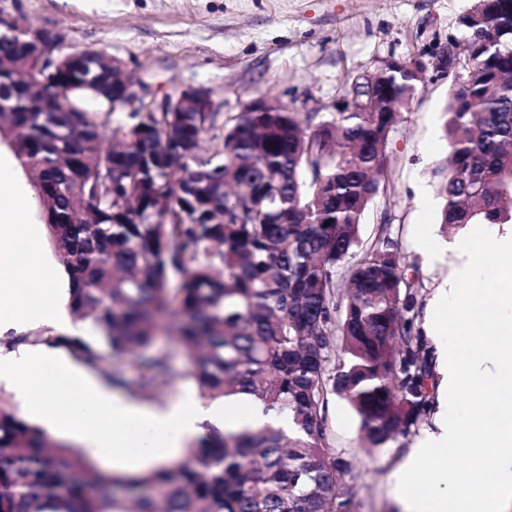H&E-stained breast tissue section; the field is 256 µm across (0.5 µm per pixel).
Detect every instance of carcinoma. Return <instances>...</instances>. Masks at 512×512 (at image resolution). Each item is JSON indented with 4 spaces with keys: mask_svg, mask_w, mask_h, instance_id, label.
<instances>
[{
    "mask_svg": "<svg viewBox=\"0 0 512 512\" xmlns=\"http://www.w3.org/2000/svg\"><path fill=\"white\" fill-rule=\"evenodd\" d=\"M460 24L448 153L434 169L445 230L512 221V0H474ZM28 39L19 29L0 43L10 64L0 102L12 107L0 137L40 177L70 307L92 335L32 332L0 348L46 343L96 369L103 341L162 384L167 364L145 352L166 329L204 397L246 395L289 427H212L166 465L108 474L0 401V512H355L343 486L352 463L327 447L330 395L349 404L370 448L409 435L432 403L419 265L401 260L387 215L360 238L417 74L346 76L352 108L316 125L317 113L302 120L283 105L223 122L89 112L91 94L46 79ZM173 277L178 320L164 324Z\"/></svg>",
    "mask_w": 512,
    "mask_h": 512,
    "instance_id": "1",
    "label": "carcinoma"
}]
</instances>
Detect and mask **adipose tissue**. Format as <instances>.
<instances>
[{"label": "adipose tissue", "instance_id": "1", "mask_svg": "<svg viewBox=\"0 0 512 512\" xmlns=\"http://www.w3.org/2000/svg\"><path fill=\"white\" fill-rule=\"evenodd\" d=\"M0 190L12 198L10 207L0 209V334L58 327L69 319L70 291L63 286L62 268L43 249L41 225L20 221L32 198L16 188L6 160H0ZM486 250L504 260L498 275L501 286L491 296L482 291L477 275L479 256ZM449 253L453 261L448 279L429 306V332L439 336L449 329L458 336L476 337L488 350L466 370L447 350H440L439 411L433 428L412 449L405 470L416 473L426 465L453 460L459 472L468 475L473 458L491 452L501 480L471 498L463 512H505L512 503V425L496 428L489 439L477 430L463 431L449 419L448 409L465 394L475 415L493 409L512 418V228L476 225L470 241L450 247ZM488 375L496 379L491 391L483 383ZM0 385L14 394L30 422L116 464L133 450L150 455L159 448L181 447L200 436L202 422L210 417L222 418L229 432L265 422L243 395L225 400L220 408L189 393L162 408L137 403L112 394L47 346L0 356Z\"/></svg>", "mask_w": 512, "mask_h": 512}]
</instances>
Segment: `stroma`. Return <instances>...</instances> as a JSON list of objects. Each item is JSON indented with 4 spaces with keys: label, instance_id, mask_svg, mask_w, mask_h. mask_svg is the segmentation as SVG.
Returning a JSON list of instances; mask_svg holds the SVG:
<instances>
[{
    "label": "stroma",
    "instance_id": "1",
    "mask_svg": "<svg viewBox=\"0 0 512 512\" xmlns=\"http://www.w3.org/2000/svg\"><path fill=\"white\" fill-rule=\"evenodd\" d=\"M473 0H0V11L36 28L62 30L71 45L92 47L120 60L134 81L167 92L188 87L212 90L233 116L263 98L317 113L328 121L342 103L346 75L369 74L390 60L424 63V80L402 110L387 147L384 188L368 209L361 239L372 237L382 213L403 260L417 261L423 278L422 306H429L448 276V261L429 260V251L460 242L470 229L442 233L440 200L433 170L448 151L444 108L455 74L441 61L449 45L465 40L460 18ZM433 237L419 243V225ZM172 384L144 387L145 373L101 347L103 367L124 377L121 396L161 407L196 391L175 336L159 335ZM426 415L411 434L388 448L365 447L359 421L348 403L331 396L327 446L351 459L344 477L356 512H398L403 498L437 485L442 474L425 469L403 473L404 463L433 425Z\"/></svg>",
    "mask_w": 512,
    "mask_h": 512
}]
</instances>
